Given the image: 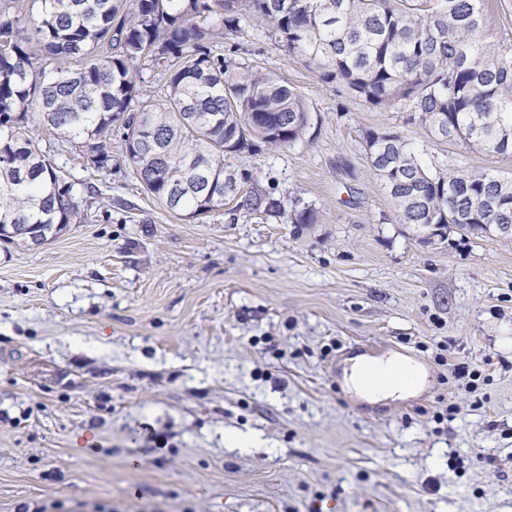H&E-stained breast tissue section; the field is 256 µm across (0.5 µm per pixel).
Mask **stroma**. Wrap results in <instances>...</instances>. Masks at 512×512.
<instances>
[{
	"label": "stroma",
	"mask_w": 512,
	"mask_h": 512,
	"mask_svg": "<svg viewBox=\"0 0 512 512\" xmlns=\"http://www.w3.org/2000/svg\"><path fill=\"white\" fill-rule=\"evenodd\" d=\"M234 45L309 110L301 140L226 160L283 215L228 198L183 220L142 188L121 131L97 172L29 126L96 194L46 244L0 243V512H512V239L400 223L364 136L511 177L512 154L427 137L264 37ZM299 203L315 223H290ZM359 343L420 358L428 386L365 405L338 377Z\"/></svg>",
	"instance_id": "1"
}]
</instances>
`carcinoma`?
<instances>
[{
  "instance_id": "obj_1",
  "label": "carcinoma",
  "mask_w": 512,
  "mask_h": 512,
  "mask_svg": "<svg viewBox=\"0 0 512 512\" xmlns=\"http://www.w3.org/2000/svg\"><path fill=\"white\" fill-rule=\"evenodd\" d=\"M0 0V225L8 242L79 224L91 187L60 175L25 136L42 124L82 140L86 165L109 167L112 130L124 158L168 210L195 221L224 205L209 181L237 186L229 156L298 141L310 116L279 76L219 48L260 34L368 105L408 113L427 134L469 150L512 153V61L482 28L483 0ZM79 67L71 68L72 62ZM165 75V103L143 97L140 73ZM368 159L397 216L428 237L453 227L512 224V178L430 169L395 130L365 136ZM236 208L277 213L255 192Z\"/></svg>"
}]
</instances>
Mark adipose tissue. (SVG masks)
<instances>
[{
	"mask_svg": "<svg viewBox=\"0 0 512 512\" xmlns=\"http://www.w3.org/2000/svg\"><path fill=\"white\" fill-rule=\"evenodd\" d=\"M414 373V361L407 356L358 358L346 371L345 385L350 392L371 402L404 399L411 391L406 379Z\"/></svg>",
	"mask_w": 512,
	"mask_h": 512,
	"instance_id": "adipose-tissue-1",
	"label": "adipose tissue"
}]
</instances>
